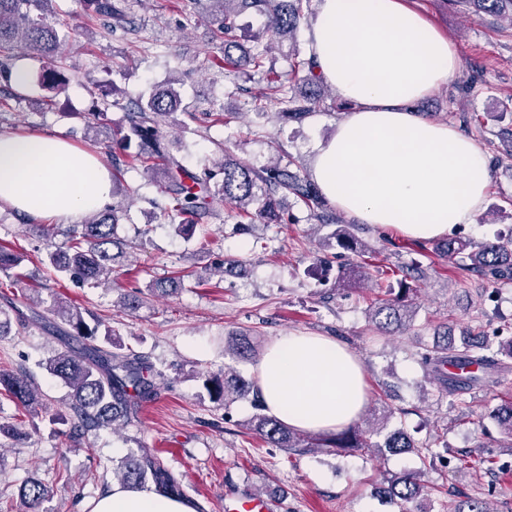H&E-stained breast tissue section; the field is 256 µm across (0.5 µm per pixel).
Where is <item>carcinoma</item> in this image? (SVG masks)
<instances>
[{"mask_svg": "<svg viewBox=\"0 0 512 512\" xmlns=\"http://www.w3.org/2000/svg\"><path fill=\"white\" fill-rule=\"evenodd\" d=\"M96 19L103 21L112 34L130 37L136 34L131 19L133 4L137 0H83ZM209 13L218 21L223 35L224 57L212 61V67L226 63L238 76L251 79L255 74L266 77L267 87L256 95L242 89L246 96L244 105L263 119L301 124L330 96L323 78L315 72L311 59L300 57L296 33L305 18L304 6L309 0H207ZM463 5H474L477 10L493 16L512 17V0H455ZM52 0H0V54L19 44L41 58L54 60L59 35L48 22ZM267 18L266 28L249 35L251 45L243 43L241 16L246 12ZM288 40L289 70L278 75L267 66V41ZM64 75L57 65H51L41 75L42 87L59 91ZM116 84H95L90 90L97 95L95 113L100 117L119 104L112 98ZM127 126L122 140L135 141L137 152L131 164L143 169L152 178H162V204L152 202L160 212L171 218L181 219L183 231L193 229L209 213L210 203L216 197L236 205L243 213L255 208L254 217L262 224H286L290 214L281 205L282 198L293 196L304 204L316 224L333 225L330 238L337 246L356 254L360 240L357 224H345L336 210L327 202L318 184L307 175H300L279 163L257 168L221 148L224 159L215 164L216 170L195 173L182 165L171 152L164 127L175 120L180 112L192 121L204 116L214 122L224 121V109L214 105L204 112H194L183 103L179 93L170 85L151 89L148 96H141L124 105ZM126 217V210L114 206L91 214L80 224L72 225L65 233L62 246L47 252L45 265L56 275L68 276L90 288L105 284L112 272V262L123 255L126 241L117 237L116 229ZM117 252L109 253V247ZM435 250L448 256V260L467 267L495 283L512 280V236L499 237L481 245L449 238L436 244ZM425 279L419 265L407 268V277L396 284L379 288L372 312V322L381 333H395L410 326L415 310L413 296L418 288L407 282ZM372 279V275L359 266L343 268L339 283L351 284ZM34 319L45 323L57 321L66 325L64 334L77 342L56 353L46 362L50 374L61 379L70 389L67 408L72 420L69 437L82 439L90 433L105 428L131 424L137 418L139 407L155 399L159 391L158 380L163 378L147 357L129 349L123 350L112 338V329L102 328V321L90 312L60 298L41 311L34 312ZM489 344L482 336H463L460 341L444 336L433 345H421L420 360L428 376L437 381L448 393L455 394L470 389L480 377L469 371L475 366L480 371L506 369L512 359V339L499 343L493 355L486 354ZM232 355L249 359L256 355L252 339L241 335L232 344ZM454 364L464 370L460 375H448L445 366ZM4 391L25 408L48 409L42 394L26 377L0 373ZM211 398L224 408L238 398L253 396L256 413L246 427L253 435L273 448H283L290 453L322 448L327 452L375 448L377 453L394 454L415 450L423 462L433 466L435 456L428 447L418 445L407 434L395 431L383 440L375 441L377 429L350 424L328 435L313 437L298 432L265 413L254 382L241 378L229 368L224 376L208 375ZM499 427L512 437V402L502 403L493 411ZM114 474L124 485L137 488L151 485L153 490L166 496L184 498L181 481L153 454L142 450L130 454L115 464ZM422 473H406L386 478L383 492L403 512L408 504L424 492ZM50 497L48 486L37 479L28 481L21 489L20 502L25 512H35Z\"/></svg>", "mask_w": 512, "mask_h": 512, "instance_id": "obj_1", "label": "carcinoma"}]
</instances>
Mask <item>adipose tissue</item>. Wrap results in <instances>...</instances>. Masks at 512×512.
I'll return each mask as SVG.
<instances>
[{"mask_svg":"<svg viewBox=\"0 0 512 512\" xmlns=\"http://www.w3.org/2000/svg\"><path fill=\"white\" fill-rule=\"evenodd\" d=\"M325 82L354 105L315 149L312 176L336 207L361 223L416 241L472 223L493 181L469 137L404 111L448 82L461 65L452 44L407 0H322L308 32ZM112 174L48 133H0V204L67 223L100 209ZM267 412L311 434L357 420L367 404L363 365L336 339L294 332L274 340L252 366ZM90 512H191L179 498L121 484Z\"/></svg>","mask_w":512,"mask_h":512,"instance_id":"obj_1","label":"adipose tissue"}]
</instances>
